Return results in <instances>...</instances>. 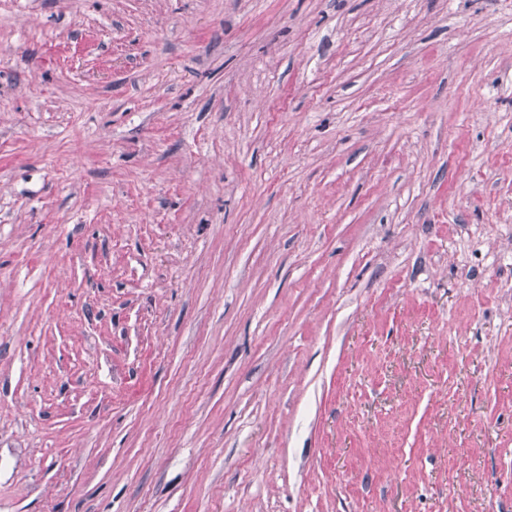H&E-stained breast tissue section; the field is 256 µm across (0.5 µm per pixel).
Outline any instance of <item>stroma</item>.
Segmentation results:
<instances>
[{
    "label": "stroma",
    "mask_w": 512,
    "mask_h": 512,
    "mask_svg": "<svg viewBox=\"0 0 512 512\" xmlns=\"http://www.w3.org/2000/svg\"><path fill=\"white\" fill-rule=\"evenodd\" d=\"M0 512H512V0H0Z\"/></svg>",
    "instance_id": "obj_1"
}]
</instances>
